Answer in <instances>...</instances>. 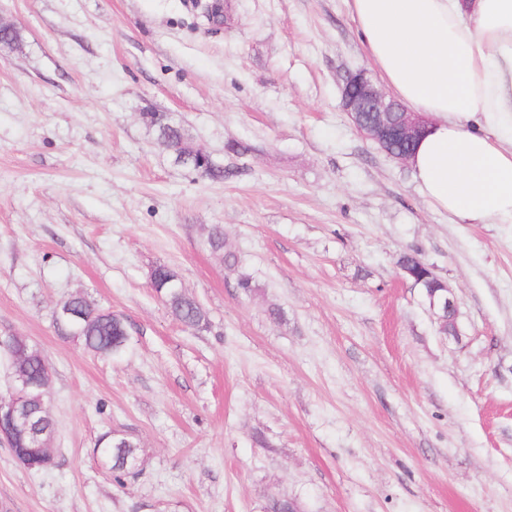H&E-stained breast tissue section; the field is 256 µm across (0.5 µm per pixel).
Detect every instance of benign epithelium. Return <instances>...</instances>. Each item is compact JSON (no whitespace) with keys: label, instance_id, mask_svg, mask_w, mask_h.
<instances>
[{"label":"benign epithelium","instance_id":"benign-epithelium-1","mask_svg":"<svg viewBox=\"0 0 512 512\" xmlns=\"http://www.w3.org/2000/svg\"><path fill=\"white\" fill-rule=\"evenodd\" d=\"M342 102L358 131L377 143L392 159L408 162L427 118L411 112L379 91L363 70L350 74L343 86ZM10 395L0 398V440H9L4 424H26L32 412L27 406L33 385L19 372L11 374Z\"/></svg>","mask_w":512,"mask_h":512}]
</instances>
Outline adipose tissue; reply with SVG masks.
<instances>
[{"instance_id":"obj_1","label":"adipose tissue","mask_w":512,"mask_h":512,"mask_svg":"<svg viewBox=\"0 0 512 512\" xmlns=\"http://www.w3.org/2000/svg\"><path fill=\"white\" fill-rule=\"evenodd\" d=\"M368 58L429 118L409 165L457 224H512V0H349Z\"/></svg>"}]
</instances>
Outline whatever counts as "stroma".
I'll return each instance as SVG.
<instances>
[{
	"mask_svg": "<svg viewBox=\"0 0 512 512\" xmlns=\"http://www.w3.org/2000/svg\"><path fill=\"white\" fill-rule=\"evenodd\" d=\"M208 2L0 0L22 38L0 46V336L42 352L56 426L43 471L0 443V512H512V224L453 223L356 130L342 87L371 63L348 0H223L218 22ZM147 112L225 179L158 150ZM410 251L459 336L403 277ZM159 265L205 330L153 291ZM77 291L124 316L122 356L59 335ZM108 431L140 445L122 487ZM400 270L407 278L413 281V284L421 288L426 301L431 307L430 296L437 292L438 294L445 292L442 288H448L447 282L442 279L435 271L432 264L422 260L418 254L406 253L402 255L398 261ZM447 293L443 299V305L447 310L456 309L457 301L455 295L450 288L445 289ZM150 286L184 327L197 331L208 326L207 311L183 289L176 273L168 266L159 265L152 270Z\"/></svg>",
	"mask_w": 512,
	"mask_h": 512,
	"instance_id": "stroma-1",
	"label": "stroma"
}]
</instances>
